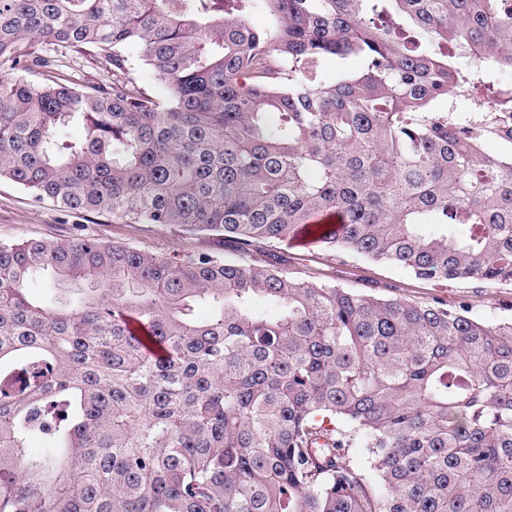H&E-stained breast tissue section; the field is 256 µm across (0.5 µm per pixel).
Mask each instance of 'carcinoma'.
<instances>
[{"label":"carcinoma","mask_w":512,"mask_h":512,"mask_svg":"<svg viewBox=\"0 0 512 512\" xmlns=\"http://www.w3.org/2000/svg\"><path fill=\"white\" fill-rule=\"evenodd\" d=\"M35 41L112 84L31 82L54 68ZM507 68L512 0H0V181L240 251L306 234L512 284V150H485L512 145ZM41 271L82 289L36 303ZM0 512H512V318L207 252L0 242Z\"/></svg>","instance_id":"1"}]
</instances>
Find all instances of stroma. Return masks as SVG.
<instances>
[{
    "label": "stroma",
    "mask_w": 512,
    "mask_h": 512,
    "mask_svg": "<svg viewBox=\"0 0 512 512\" xmlns=\"http://www.w3.org/2000/svg\"><path fill=\"white\" fill-rule=\"evenodd\" d=\"M60 75L85 86L112 81V68L86 54H73ZM91 236L106 243L128 244L171 258L195 252L233 255L234 248L209 233H188L158 224H123L106 215L65 213L48 201L0 181V242L19 239L60 240ZM248 261L271 263L309 281L336 284L358 293L385 296L416 304L440 300L450 305L467 303L473 313L488 318L512 317V285L476 281L434 284L416 280L407 271L355 257L339 258L319 246L300 247L275 242L250 251Z\"/></svg>",
    "instance_id": "1"
}]
</instances>
